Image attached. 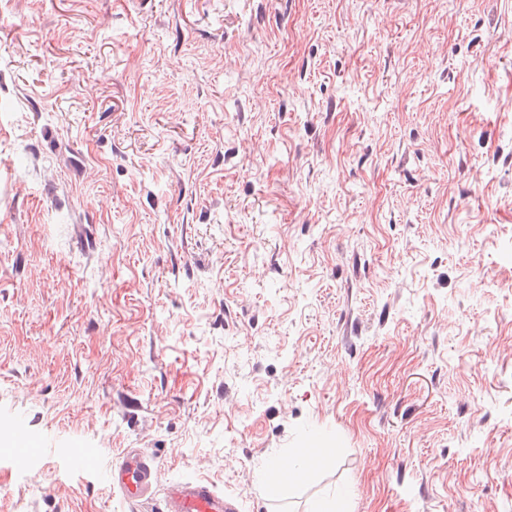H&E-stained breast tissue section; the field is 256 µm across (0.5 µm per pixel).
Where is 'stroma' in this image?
Masks as SVG:
<instances>
[{"instance_id":"stroma-1","label":"stroma","mask_w":512,"mask_h":512,"mask_svg":"<svg viewBox=\"0 0 512 512\" xmlns=\"http://www.w3.org/2000/svg\"><path fill=\"white\" fill-rule=\"evenodd\" d=\"M198 478L512 512V0H0V512ZM109 484L130 502L151 496L155 480L152 462L137 449H126L108 473ZM317 452L308 455L304 459L286 460L267 470L261 477L264 488L273 493H282L288 483L303 476L306 471L313 467L327 463L332 457V449L316 448Z\"/></svg>"}]
</instances>
